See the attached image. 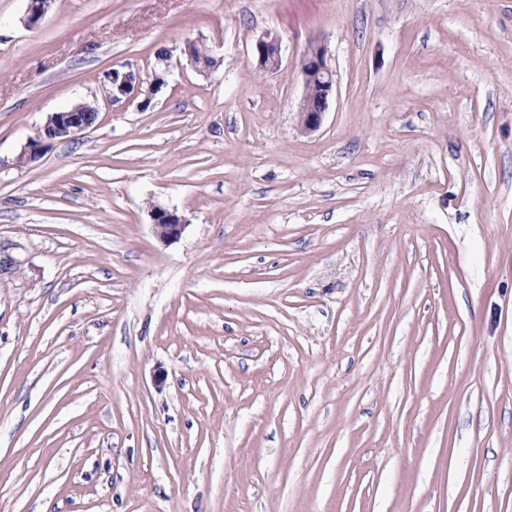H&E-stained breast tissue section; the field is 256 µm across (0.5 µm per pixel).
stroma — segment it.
<instances>
[{"label": "stroma", "instance_id": "stroma-1", "mask_svg": "<svg viewBox=\"0 0 512 512\" xmlns=\"http://www.w3.org/2000/svg\"><path fill=\"white\" fill-rule=\"evenodd\" d=\"M27 6L0 0V512H512V0ZM255 50L258 58L259 68L268 73L277 72L280 68L281 57L280 47L275 40H259L256 42ZM304 94L299 106V124L305 133L321 125L328 99L336 89V73L331 66L326 47L312 45L304 54L302 64ZM120 75V80L116 79V71L113 70L109 73V82H110V95L113 101H119L121 98H128L131 96L135 90H138L140 85L139 76L131 71L118 73ZM97 115L98 112H89L80 103L66 111L52 113L37 137L27 142L21 158L28 160L37 157L47 141L77 136L94 125ZM150 212L154 233L162 242H174L182 236L186 225L174 211L153 206Z\"/></svg>", "mask_w": 512, "mask_h": 512}]
</instances>
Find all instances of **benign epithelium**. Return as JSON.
<instances>
[{
	"mask_svg": "<svg viewBox=\"0 0 512 512\" xmlns=\"http://www.w3.org/2000/svg\"><path fill=\"white\" fill-rule=\"evenodd\" d=\"M50 0H28L27 24L36 25L48 10ZM255 50L259 68L268 73L279 70L281 57L280 47L275 40H259ZM304 94L299 106V124L305 133H311L321 125L328 99L336 89V73L331 66L326 47L312 45L304 54L302 64ZM110 95L118 101L131 96L140 85L139 76L131 71L116 74L109 73ZM97 113L88 111L83 104H76L66 111L54 112L50 115L37 137L27 142L23 159H32L39 155L44 143L55 139H66L77 136L94 125ZM155 235L163 242L178 240L186 224L173 211L155 206L151 209Z\"/></svg>",
	"mask_w": 512,
	"mask_h": 512,
	"instance_id": "obj_1",
	"label": "benign epithelium"
}]
</instances>
